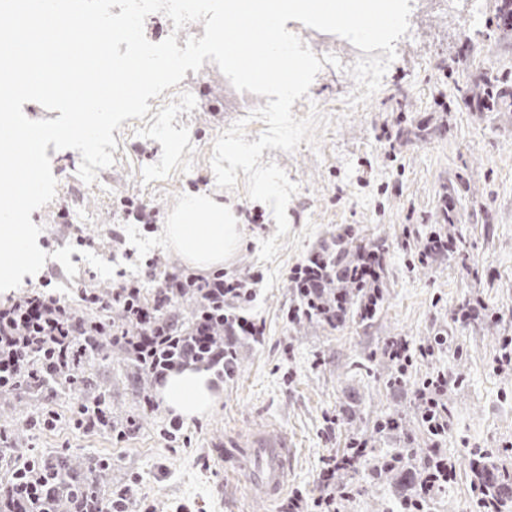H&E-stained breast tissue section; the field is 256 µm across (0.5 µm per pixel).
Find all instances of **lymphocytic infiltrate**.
<instances>
[{"instance_id": "lymphocytic-infiltrate-1", "label": "lymphocytic infiltrate", "mask_w": 512, "mask_h": 512, "mask_svg": "<svg viewBox=\"0 0 512 512\" xmlns=\"http://www.w3.org/2000/svg\"><path fill=\"white\" fill-rule=\"evenodd\" d=\"M383 276L380 250H359L353 260L340 265L335 246L321 248L290 272L296 303L286 319L336 325L346 318L347 299L340 293L327 294V284L347 279L364 289L375 288ZM260 280L257 273L229 281L220 270L207 277L175 270L165 274L162 288L151 296L136 281L113 289L107 300L94 292L82 293L84 302L100 310L93 320L77 315L58 294L27 290L0 306V395L38 393L61 380L79 388L82 368L91 357L84 340L91 322L102 343L119 346L138 370L158 383L170 372L191 366H227L235 339L257 341L264 336L263 325L240 313L253 301ZM182 299L194 303L186 322L170 312L172 304ZM447 389L448 376L439 371L428 374L417 391L420 408L430 410L440 435L448 431V406L443 401ZM350 448L345 456L324 460L318 496L294 491L280 512H336L338 472L361 467L368 455L365 443L354 441Z\"/></svg>"}]
</instances>
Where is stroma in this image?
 Instances as JSON below:
<instances>
[{"mask_svg":"<svg viewBox=\"0 0 512 512\" xmlns=\"http://www.w3.org/2000/svg\"><path fill=\"white\" fill-rule=\"evenodd\" d=\"M395 46L380 89L357 108L347 104L353 89L344 73H320L312 90L331 124L318 131L316 146L303 143L291 153L264 149L261 164L277 163L298 186L287 207L286 245L271 262L258 259L260 241L276 231L271 209L248 199L245 183L218 188L209 163L216 137L239 118L224 107L219 69L187 76L200 92V107L179 118L187 133L177 155L167 154L165 135L130 146L115 132L107 193L80 181V152L51 153L56 196L31 214L43 228L38 245L48 259L23 288L49 281L50 291L90 317L97 311L82 301L81 290L108 295L123 280L137 279L153 293L165 271L183 266L165 224L188 195L206 191L240 226L243 243L225 261V275H263L249 313L264 324L265 336L238 346L237 367L220 384L215 407L184 423L173 443L161 435L170 409L144 406L156 384L134 380L130 360L116 347L87 367L90 387L1 398L0 433L11 456L0 461V481L11 465L72 455L82 460L88 480L95 477V461L110 460L113 485H132L134 512H176L181 505L192 512H277V502L250 492L244 475L225 460V441L277 428L292 451L289 489L312 496L323 459L342 454L351 440L367 441L376 452L435 444L415 418V395L428 373L442 371L450 427L437 444L456 462L457 475L434 496L430 512H476L473 454L504 449L498 462L512 470V372H497L494 362L502 337L512 336V27L500 0H412L409 30ZM490 90L496 98L486 107ZM439 96L447 110L436 104ZM159 165L163 176L148 181ZM128 198L155 213L152 230L127 215ZM253 215L258 223H250ZM310 224L315 231L307 238ZM347 226L355 237L344 247L346 259L361 247L385 249L382 305L370 319L354 315L337 327L287 322L294 302L291 268ZM433 230L456 238L459 248L418 263L416 247ZM67 245L74 246L70 260L78 267L72 278L52 257ZM474 297L499 312V320L462 322L461 307ZM441 332L451 338L448 348L415 362L400 385L391 386L396 366L384 353L387 341L404 336L418 345ZM99 395L113 421L135 420L124 441L74 427L78 404ZM47 408L57 416L50 427L39 422ZM329 416L335 425L326 424ZM383 417L399 419L400 429L377 435L374 424ZM336 482L354 488L340 512H395L412 479H380L362 467L339 472Z\"/></svg>","mask_w":512,"mask_h":512,"instance_id":"35a3bbf8","label":"stroma"}]
</instances>
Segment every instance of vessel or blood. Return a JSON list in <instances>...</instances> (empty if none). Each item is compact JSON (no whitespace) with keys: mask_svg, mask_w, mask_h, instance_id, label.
I'll list each match as a JSON object with an SVG mask.
<instances>
[{"mask_svg":"<svg viewBox=\"0 0 512 512\" xmlns=\"http://www.w3.org/2000/svg\"><path fill=\"white\" fill-rule=\"evenodd\" d=\"M249 486L269 500H277L287 488L291 455L287 438L279 432L260 431L244 442L231 441L227 450Z\"/></svg>","mask_w":512,"mask_h":512,"instance_id":"1","label":"vessel or blood"}]
</instances>
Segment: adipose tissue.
<instances>
[{
  "label": "adipose tissue",
  "instance_id": "ef3b65f1",
  "mask_svg": "<svg viewBox=\"0 0 512 512\" xmlns=\"http://www.w3.org/2000/svg\"><path fill=\"white\" fill-rule=\"evenodd\" d=\"M165 234L187 265L203 270L222 266L240 243L237 226L224 221L223 203L210 194L188 196ZM159 392L166 407L188 420L211 409L217 390L210 372L187 368L170 373Z\"/></svg>",
  "mask_w": 512,
  "mask_h": 512
}]
</instances>
